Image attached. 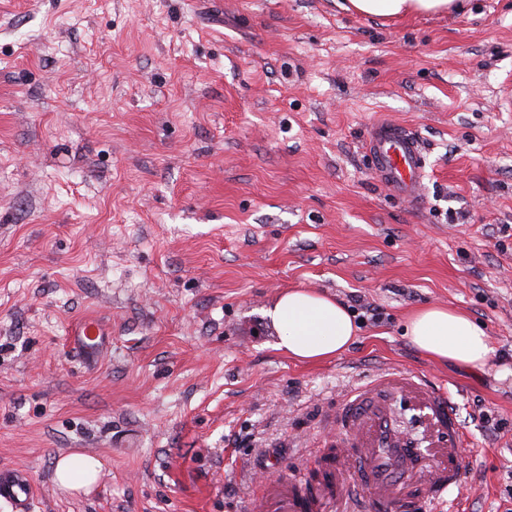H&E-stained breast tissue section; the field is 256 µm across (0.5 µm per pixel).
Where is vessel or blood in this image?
I'll use <instances>...</instances> for the list:
<instances>
[{
    "mask_svg": "<svg viewBox=\"0 0 512 512\" xmlns=\"http://www.w3.org/2000/svg\"><path fill=\"white\" fill-rule=\"evenodd\" d=\"M367 147L373 165L396 194L418 201L425 164L418 141L402 128L380 122L369 133ZM73 341L84 355L95 356L104 346L100 323L92 317L74 329ZM397 395L414 401L432 432L431 451L422 457L402 447L388 420L385 399ZM336 456L330 497H339L347 462L357 458L369 473L367 490L384 512H458L460 489L468 474L461 453L464 435L444 387L400 369H385L350 390L336 414ZM35 487L20 469L0 468V500L12 512H32ZM273 512H306L308 505L293 488L276 484Z\"/></svg>",
    "mask_w": 512,
    "mask_h": 512,
    "instance_id": "1",
    "label": "vessel or blood"
}]
</instances>
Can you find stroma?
<instances>
[{
	"mask_svg": "<svg viewBox=\"0 0 512 512\" xmlns=\"http://www.w3.org/2000/svg\"><path fill=\"white\" fill-rule=\"evenodd\" d=\"M380 121L422 145L419 205L365 151ZM291 287L360 296L350 349H277ZM430 305L486 325L483 370L402 336ZM391 367L451 394L463 512H512V0H0V467L34 512H258ZM71 452L90 490L57 485ZM338 3L346 11L381 20L411 14L453 12L463 7L465 0H344ZM460 2V3H459ZM72 335L75 347L87 357H94L105 344L103 329L100 323L92 317L80 322ZM100 468V461L92 455L68 454L60 457L56 462V481L66 490L87 488L95 481Z\"/></svg>",
	"mask_w": 512,
	"mask_h": 512,
	"instance_id": "1",
	"label": "stroma"
}]
</instances>
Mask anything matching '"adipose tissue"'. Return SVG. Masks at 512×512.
I'll return each mask as SVG.
<instances>
[{"label":"adipose tissue","mask_w":512,"mask_h":512,"mask_svg":"<svg viewBox=\"0 0 512 512\" xmlns=\"http://www.w3.org/2000/svg\"><path fill=\"white\" fill-rule=\"evenodd\" d=\"M346 11L381 20L411 14L452 12L460 0H345ZM267 316L278 331L279 350L300 363L314 364L345 352L359 329L351 312L334 297L295 288L281 294ZM409 342L436 361L469 370H482L494 348L485 326L466 313L450 307L426 306L411 312L403 322ZM101 468L89 454L72 453L56 462L60 487H89Z\"/></svg>","instance_id":"ef3b65f1"}]
</instances>
